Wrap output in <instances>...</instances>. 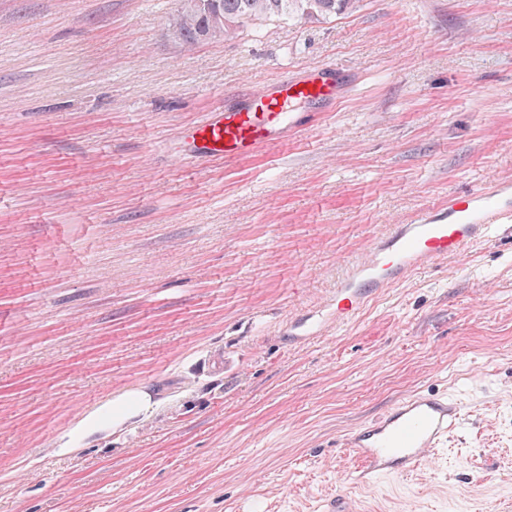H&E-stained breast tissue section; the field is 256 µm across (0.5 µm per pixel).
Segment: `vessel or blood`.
I'll list each match as a JSON object with an SVG mask.
<instances>
[{
  "instance_id": "vessel-or-blood-1",
  "label": "vessel or blood",
  "mask_w": 512,
  "mask_h": 512,
  "mask_svg": "<svg viewBox=\"0 0 512 512\" xmlns=\"http://www.w3.org/2000/svg\"><path fill=\"white\" fill-rule=\"evenodd\" d=\"M348 76L333 65L286 78L206 113L187 127L175 155L243 159L263 146L287 138L298 118L291 106L305 103L329 107L342 97ZM512 224V181H494L447 203L418 213L411 223L374 237L362 257L336 283L329 302L330 319L309 316L292 329L316 336L329 322L343 324L373 295L403 282L411 273L434 263L459 258L496 230ZM465 414L462 403L442 395L414 393L397 401L378 418L348 431L344 445L356 466L353 480L403 475L425 465L436 448L454 433Z\"/></svg>"
}]
</instances>
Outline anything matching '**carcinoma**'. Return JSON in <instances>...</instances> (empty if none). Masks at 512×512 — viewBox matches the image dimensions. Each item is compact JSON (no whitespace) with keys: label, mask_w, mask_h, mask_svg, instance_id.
Returning a JSON list of instances; mask_svg holds the SVG:
<instances>
[{"label":"carcinoma","mask_w":512,"mask_h":512,"mask_svg":"<svg viewBox=\"0 0 512 512\" xmlns=\"http://www.w3.org/2000/svg\"><path fill=\"white\" fill-rule=\"evenodd\" d=\"M355 3L356 0H182L172 36L192 48L232 37L253 20L272 16L324 19L347 12Z\"/></svg>","instance_id":"cac0c4a2"}]
</instances>
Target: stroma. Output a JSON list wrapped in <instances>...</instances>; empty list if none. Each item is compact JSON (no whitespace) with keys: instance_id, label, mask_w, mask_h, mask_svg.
<instances>
[{"instance_id":"stroma-1","label":"stroma","mask_w":512,"mask_h":512,"mask_svg":"<svg viewBox=\"0 0 512 512\" xmlns=\"http://www.w3.org/2000/svg\"><path fill=\"white\" fill-rule=\"evenodd\" d=\"M181 0H0V512H512V232L295 338L376 235L512 177V0H359L188 50ZM353 81L250 158L181 129ZM224 367L214 370V357ZM415 390L466 415L361 486L342 434ZM119 430L79 424L131 392ZM151 409V398L142 392H130L112 401V429L125 424L131 417Z\"/></svg>"}]
</instances>
